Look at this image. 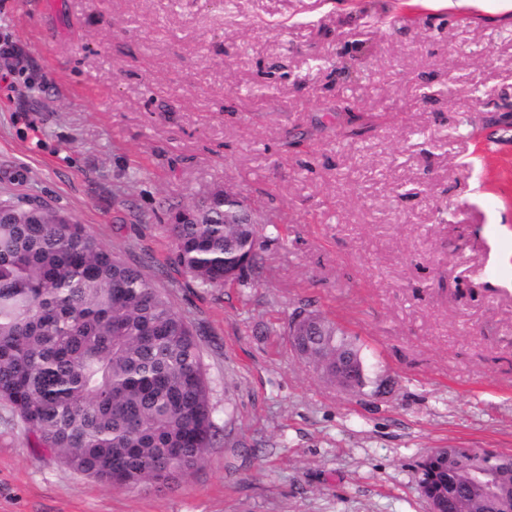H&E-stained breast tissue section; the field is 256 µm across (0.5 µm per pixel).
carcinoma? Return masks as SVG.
Masks as SVG:
<instances>
[{
	"mask_svg": "<svg viewBox=\"0 0 512 512\" xmlns=\"http://www.w3.org/2000/svg\"><path fill=\"white\" fill-rule=\"evenodd\" d=\"M165 225L174 261L202 288L242 282L261 268L256 224L224 223V191ZM247 256L232 279L224 257ZM329 382L362 360L336 322L297 336ZM0 405L34 446L109 485L168 488L203 460L216 437L200 344L138 267L46 205L0 200ZM420 493L439 512H496L469 484L493 472L512 497V455L486 448H436L421 463Z\"/></svg>",
	"mask_w": 512,
	"mask_h": 512,
	"instance_id": "obj_1",
	"label": "carcinoma"
}]
</instances>
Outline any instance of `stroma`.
<instances>
[{
	"label": "stroma",
	"instance_id": "stroma-1",
	"mask_svg": "<svg viewBox=\"0 0 512 512\" xmlns=\"http://www.w3.org/2000/svg\"><path fill=\"white\" fill-rule=\"evenodd\" d=\"M0 200L69 215L201 344L218 433L171 487L97 482L0 408V512H429L419 463L512 452V10L442 0H0ZM371 123L362 136L351 127ZM259 223L247 286L173 262L169 206ZM357 335L380 394L286 327ZM321 324L322 319L316 317L315 313L307 310L296 311L288 320L287 336L295 335L296 329L301 330L303 333L310 332L311 330L319 328Z\"/></svg>",
	"mask_w": 512,
	"mask_h": 512
}]
</instances>
